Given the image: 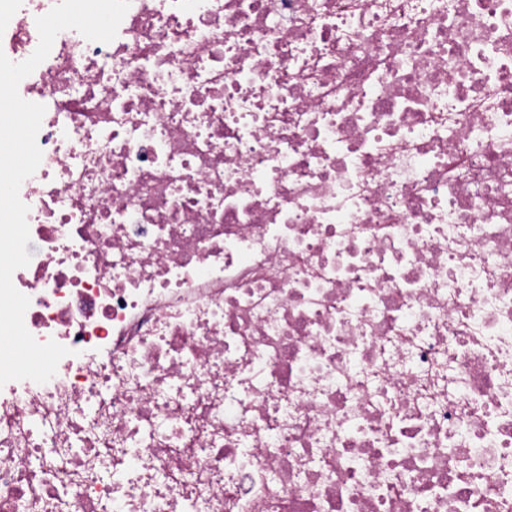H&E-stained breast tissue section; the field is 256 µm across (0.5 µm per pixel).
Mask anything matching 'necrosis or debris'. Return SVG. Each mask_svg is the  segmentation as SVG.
Masks as SVG:
<instances>
[{
	"mask_svg": "<svg viewBox=\"0 0 512 512\" xmlns=\"http://www.w3.org/2000/svg\"><path fill=\"white\" fill-rule=\"evenodd\" d=\"M18 90L71 353L0 386V512H512V0H131Z\"/></svg>",
	"mask_w": 512,
	"mask_h": 512,
	"instance_id": "4bbe7bcc",
	"label": "necrosis or debris"
}]
</instances>
